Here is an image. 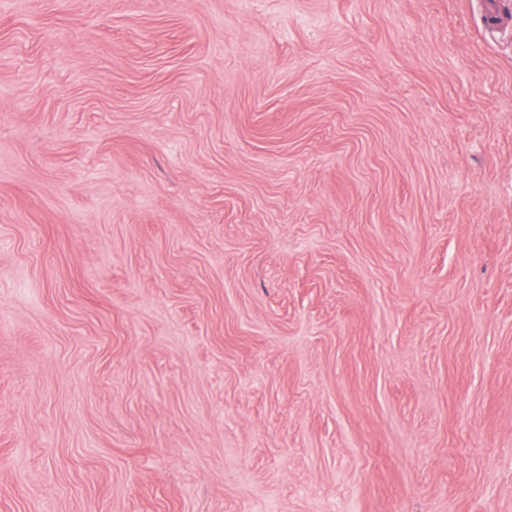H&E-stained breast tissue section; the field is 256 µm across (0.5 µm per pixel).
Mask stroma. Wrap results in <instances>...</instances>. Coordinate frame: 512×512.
Listing matches in <instances>:
<instances>
[{
  "instance_id": "obj_1",
  "label": "stroma",
  "mask_w": 512,
  "mask_h": 512,
  "mask_svg": "<svg viewBox=\"0 0 512 512\" xmlns=\"http://www.w3.org/2000/svg\"><path fill=\"white\" fill-rule=\"evenodd\" d=\"M0 512H512V0H0Z\"/></svg>"
}]
</instances>
